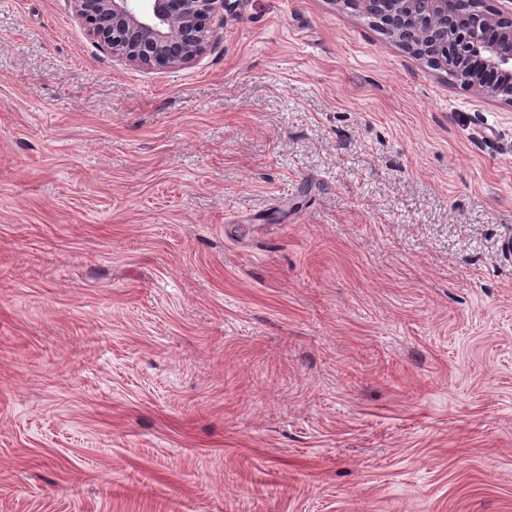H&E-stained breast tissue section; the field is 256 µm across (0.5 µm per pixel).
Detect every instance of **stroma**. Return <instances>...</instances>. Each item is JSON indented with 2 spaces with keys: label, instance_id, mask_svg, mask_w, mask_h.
<instances>
[{
  "label": "stroma",
  "instance_id": "35a3bbf8",
  "mask_svg": "<svg viewBox=\"0 0 512 512\" xmlns=\"http://www.w3.org/2000/svg\"><path fill=\"white\" fill-rule=\"evenodd\" d=\"M510 238L512 105L345 0H0V512H512ZM227 0H68L112 58L142 67L185 68L204 53Z\"/></svg>",
  "mask_w": 512,
  "mask_h": 512
}]
</instances>
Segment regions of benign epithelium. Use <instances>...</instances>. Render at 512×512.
<instances>
[{
    "label": "benign epithelium",
    "mask_w": 512,
    "mask_h": 512,
    "mask_svg": "<svg viewBox=\"0 0 512 512\" xmlns=\"http://www.w3.org/2000/svg\"><path fill=\"white\" fill-rule=\"evenodd\" d=\"M384 23L388 11L405 16L401 41L482 94L512 103V0L489 12L484 0H428L414 17L412 0H356ZM87 33L112 57L142 67L185 68L204 53L209 23L224 20L225 0H68Z\"/></svg>",
    "instance_id": "benign-epithelium-1"
}]
</instances>
